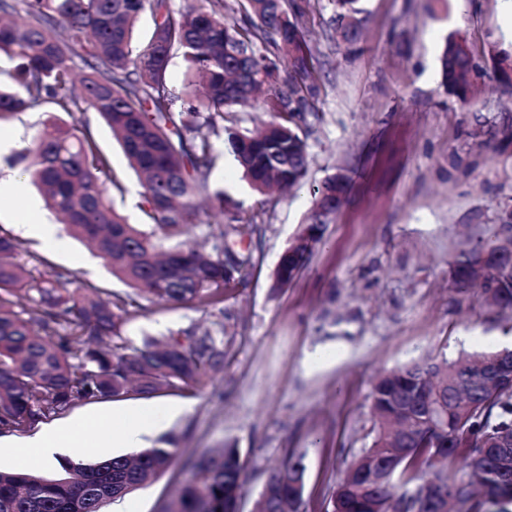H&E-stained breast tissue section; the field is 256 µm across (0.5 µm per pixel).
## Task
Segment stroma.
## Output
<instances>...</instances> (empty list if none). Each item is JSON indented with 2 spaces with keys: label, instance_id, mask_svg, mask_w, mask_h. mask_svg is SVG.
I'll return each mask as SVG.
<instances>
[{
  "label": "stroma",
  "instance_id": "obj_1",
  "mask_svg": "<svg viewBox=\"0 0 512 512\" xmlns=\"http://www.w3.org/2000/svg\"><path fill=\"white\" fill-rule=\"evenodd\" d=\"M322 76L302 131L310 153L301 187L260 194L251 189L228 144L218 143L211 188L228 213L261 212L260 267L224 301L231 339L224 370L195 390L93 398L72 405L57 423L82 412L182 406L163 434L178 438L173 464L105 512H162L197 457L237 445L248 475L239 512H253L267 472L289 458L306 466L301 512H324L331 487L370 440V393L377 379L421 357L459 350L512 349V311L487 305L480 289L460 291L452 256L493 234L512 215V89L498 79L512 55V18L504 0H363L359 41L344 44L329 0H296ZM464 38L482 73L468 103L445 88L436 53L446 38ZM43 110L0 121V176ZM84 120L123 186L117 210L143 220L140 180L110 129L95 113ZM350 177L346 198L324 242L297 277L274 289L279 258L304 224L312 185ZM35 185L0 206V229L44 258L38 271L72 274L116 294L128 285L83 241L56 225L54 243L26 235L29 205L48 217ZM211 317L188 305L144 301L124 338L166 336ZM320 360H311L313 351Z\"/></svg>",
  "mask_w": 512,
  "mask_h": 512
}]
</instances>
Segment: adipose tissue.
<instances>
[{
	"label": "adipose tissue",
	"instance_id": "1",
	"mask_svg": "<svg viewBox=\"0 0 512 512\" xmlns=\"http://www.w3.org/2000/svg\"><path fill=\"white\" fill-rule=\"evenodd\" d=\"M176 412V407L170 406L162 412L141 408L112 417L85 413L69 424L48 426L32 437H0V447L9 450L20 463L41 465L48 464L61 450L75 459L83 457L92 448L91 437L95 434L122 448H141L146 437Z\"/></svg>",
	"mask_w": 512,
	"mask_h": 512
}]
</instances>
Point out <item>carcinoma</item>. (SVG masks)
<instances>
[{
  "label": "carcinoma",
  "instance_id": "1",
  "mask_svg": "<svg viewBox=\"0 0 512 512\" xmlns=\"http://www.w3.org/2000/svg\"><path fill=\"white\" fill-rule=\"evenodd\" d=\"M361 0H331L334 31L346 44L361 35ZM149 36L135 39L143 14ZM288 57L280 68L275 51ZM188 62L192 79L179 92L168 68L172 53ZM0 56L12 66L0 83V120L44 104L55 112L16 154L47 207L73 236L92 243L133 292L114 294L91 282L69 292L63 275L36 277L44 264L0 230V433L25 432L75 402L152 395L164 388H201L224 369V293L260 265L262 218L236 215L196 223L197 198L224 215V191L210 189L215 142L231 153L257 192L298 186L309 166L301 134L310 108L306 92L318 80L301 16L290 0H0ZM438 74L466 102L480 74L459 40L448 38ZM267 92L276 119L258 135L224 126V113ZM96 113L131 167L144 179L143 224L115 210L123 191L87 126ZM64 113L67 122L59 117ZM348 177H327L313 188V207L288 245L300 272L323 241L346 195ZM198 230L204 248L182 240ZM457 284L478 287L486 303L512 310V215L498 234L451 261ZM190 304L221 319L141 346L123 342L139 299ZM26 300L22 311L15 310ZM512 376V355L461 351L416 361L373 386L374 436L352 456L325 512H438L422 492L443 487L458 512H483L488 501H512V385L485 390ZM177 439L157 440L132 456L66 461L45 476L0 470V512H104L165 470ZM459 461L463 475L448 473ZM303 458L269 470L254 512H299ZM247 484L233 443L190 466V477L164 512H238Z\"/></svg>",
  "mask_w": 512,
  "mask_h": 512
}]
</instances>
